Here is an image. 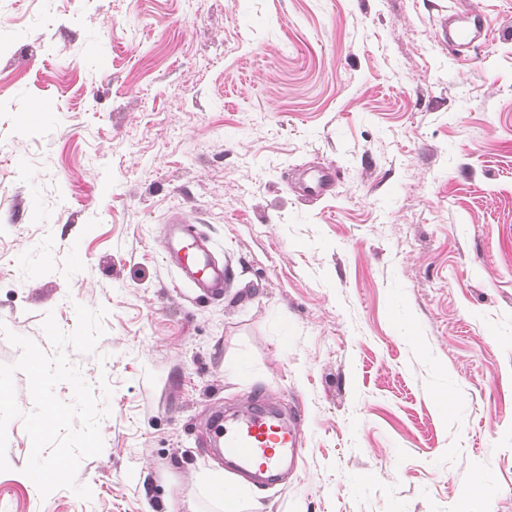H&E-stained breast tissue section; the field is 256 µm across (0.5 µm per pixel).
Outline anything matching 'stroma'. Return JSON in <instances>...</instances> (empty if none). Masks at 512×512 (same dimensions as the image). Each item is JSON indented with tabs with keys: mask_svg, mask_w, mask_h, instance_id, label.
I'll return each instance as SVG.
<instances>
[{
	"mask_svg": "<svg viewBox=\"0 0 512 512\" xmlns=\"http://www.w3.org/2000/svg\"><path fill=\"white\" fill-rule=\"evenodd\" d=\"M481 2L455 56L458 0H0V322L45 348L106 307V361L67 355L111 388L91 500L31 488L17 418L0 512H224L208 419L261 394L303 425L271 512H512V0ZM174 214L222 300L167 266ZM489 28L490 23L479 1H471L463 9L448 13L442 26V36L451 50L463 47L474 49L487 40ZM335 184V171L330 167H319L302 173L297 192L304 199L319 197L329 192Z\"/></svg>",
	"mask_w": 512,
	"mask_h": 512,
	"instance_id": "35a3bbf8",
	"label": "stroma"
}]
</instances>
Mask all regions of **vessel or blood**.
<instances>
[{
  "label": "vessel or blood",
  "instance_id": "obj_1",
  "mask_svg": "<svg viewBox=\"0 0 512 512\" xmlns=\"http://www.w3.org/2000/svg\"><path fill=\"white\" fill-rule=\"evenodd\" d=\"M490 23L478 0L450 12L442 36L449 49L476 48L488 38ZM336 184V173L328 167L302 173L298 193L302 198L319 197ZM164 257L179 278L192 283L204 297L219 298L228 285L227 269L216 262L205 242L191 231L188 221L171 217L165 225ZM211 443L223 453L235 473H250L267 481L276 480L285 461L295 460L301 451V429L292 419H284L264 406H247L227 417H216L210 424Z\"/></svg>",
  "mask_w": 512,
  "mask_h": 512
}]
</instances>
